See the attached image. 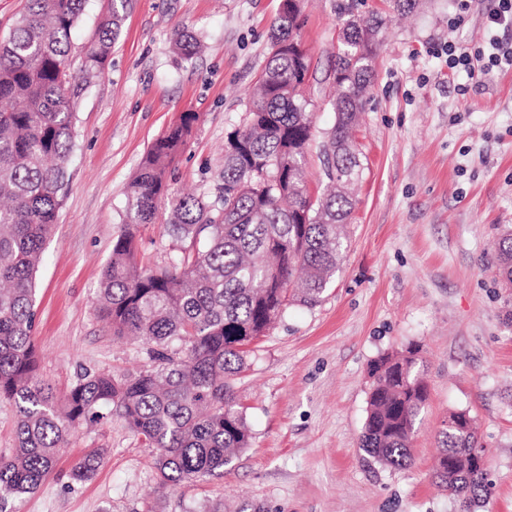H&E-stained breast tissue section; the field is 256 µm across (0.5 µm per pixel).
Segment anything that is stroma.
I'll list each match as a JSON object with an SVG mask.
<instances>
[{
    "mask_svg": "<svg viewBox=\"0 0 512 512\" xmlns=\"http://www.w3.org/2000/svg\"><path fill=\"white\" fill-rule=\"evenodd\" d=\"M341 0H300L299 35L313 69L312 191L335 122L329 74L346 21ZM281 0H132L100 77L76 107L75 147L57 224L36 279L39 377L64 396L84 371L134 373L142 342L113 336L94 300L122 222L125 188L150 143L185 112L198 116L170 168L172 192H206L224 166V141L242 125L269 54ZM111 0H86L73 34L80 65ZM488 0H418L411 13L362 0L383 18L370 98L356 141L363 174L340 266L322 301L290 302L252 347L237 392L253 432L222 475L171 489L156 484L155 452L119 418L74 431L67 451L15 512H455L433 477L437 433L468 412L487 449L493 494L480 512H512V310L496 274L494 241L512 227V68L468 78L450 69L449 44L475 49L490 35ZM202 49L174 46L176 30ZM166 211L141 231L146 263L178 248ZM419 347L428 401L412 440L413 465L391 470L360 448L381 355ZM107 454L77 482L74 459Z\"/></svg>",
    "mask_w": 512,
    "mask_h": 512,
    "instance_id": "1",
    "label": "stroma"
}]
</instances>
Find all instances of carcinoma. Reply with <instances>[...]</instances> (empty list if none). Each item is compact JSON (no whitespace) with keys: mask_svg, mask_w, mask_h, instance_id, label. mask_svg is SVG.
I'll return each mask as SVG.
<instances>
[{"mask_svg":"<svg viewBox=\"0 0 512 512\" xmlns=\"http://www.w3.org/2000/svg\"><path fill=\"white\" fill-rule=\"evenodd\" d=\"M84 2L27 0L0 40V400L18 413L17 448L0 459V512H13L11 503L39 487L76 425L112 414L156 449L159 488L223 474L251 445L236 391L249 347L288 301L312 306L322 298L345 249L340 231L355 205L349 187L362 175L353 130L372 86L381 21L343 31L333 66L336 121L324 145L335 190L314 196L304 176L312 60L294 35L299 5L287 0L271 27L270 56L246 123L227 134L223 169L208 192L171 201L166 228L181 247L163 266L142 264L140 232L156 223L169 194L167 169L187 147L196 114H182L152 142L127 186L96 310L113 335L145 342L150 364L121 376L86 373L57 399L37 377L36 275L63 201L79 78L104 73L131 0H112L77 74L70 37ZM174 45L186 56L198 51L183 31ZM494 251L498 276L511 289V229ZM418 353H387L370 368L360 448L383 466L411 465L428 396ZM437 440L435 478L458 512H474L489 495L486 472L473 466V452H486L474 419L451 414ZM106 452L80 455L71 478L91 480Z\"/></svg>","mask_w":512,"mask_h":512,"instance_id":"obj_1","label":"carcinoma"}]
</instances>
